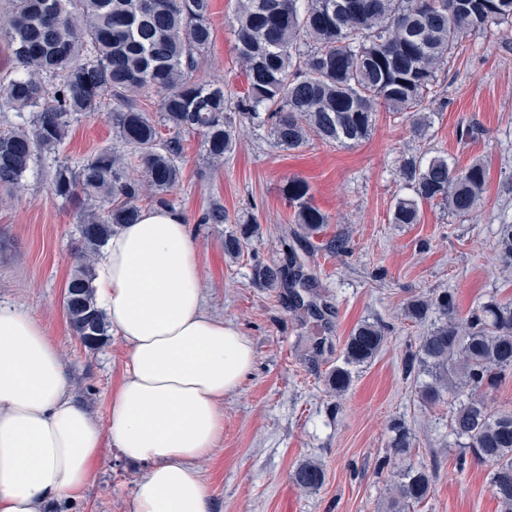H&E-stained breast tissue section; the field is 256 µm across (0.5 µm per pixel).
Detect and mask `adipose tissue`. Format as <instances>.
Masks as SVG:
<instances>
[{"mask_svg": "<svg viewBox=\"0 0 512 512\" xmlns=\"http://www.w3.org/2000/svg\"><path fill=\"white\" fill-rule=\"evenodd\" d=\"M99 306L127 344L108 428L78 405L54 343L28 312L0 307V512H44L86 485L103 437L146 465L132 512H211L195 467L224 431V397L250 371V340L211 313L189 224L140 210L99 257Z\"/></svg>", "mask_w": 512, "mask_h": 512, "instance_id": "adipose-tissue-1", "label": "adipose tissue"}]
</instances>
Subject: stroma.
I'll list each match as a JSON object with an SVG mask.
<instances>
[{
	"instance_id": "obj_1",
	"label": "stroma",
	"mask_w": 512,
	"mask_h": 512,
	"mask_svg": "<svg viewBox=\"0 0 512 512\" xmlns=\"http://www.w3.org/2000/svg\"><path fill=\"white\" fill-rule=\"evenodd\" d=\"M235 7L236 0H211L213 40L194 73L232 95L247 88L230 26ZM463 46L433 86L435 118L424 140L411 136L406 115L382 107L370 135L349 146L314 139L283 151L246 124L232 155L214 168L201 136L183 134L181 178L169 199L191 226L210 307L254 350L250 373L224 397L223 436L196 463L212 512H383L398 480L389 446L395 422L413 435L409 464L436 473L412 512H500L487 466L464 457L449 435V404L424 403L403 370L433 326L405 318L412 296L452 291L461 319L480 303L512 301V272L501 271L494 251L498 226L512 223V38L493 31L469 36ZM111 112L107 103L74 122L60 161L75 166L111 147ZM469 124L478 127L476 137L461 136ZM428 151L459 170L482 164L481 200L465 217L426 204L419 223H392L393 203L407 193L400 162ZM51 177L45 167L28 174L20 189L0 188V305L42 324L76 402L103 428L127 347L112 333L88 349L69 326L63 294L81 246L77 208L53 195ZM292 178L309 183L313 204L329 219L317 234L304 235L294 222L284 191ZM215 202L224 207L225 223H200ZM247 220L258 224L256 237L241 257H225V234ZM337 235L348 239L347 252L327 249ZM289 248L304 261L315 301L328 308L324 319L294 309L288 289L259 288L251 280L254 262L280 260ZM364 320L387 324L388 340L371 362L353 368L343 395L329 393L326 375L342 365L343 345ZM310 459L325 472L314 491L293 478ZM145 472L103 441L85 489L48 512H131Z\"/></svg>"
}]
</instances>
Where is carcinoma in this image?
I'll return each instance as SVG.
<instances>
[{"instance_id":"carcinoma-1","label":"carcinoma","mask_w":512,"mask_h":512,"mask_svg":"<svg viewBox=\"0 0 512 512\" xmlns=\"http://www.w3.org/2000/svg\"><path fill=\"white\" fill-rule=\"evenodd\" d=\"M9 2L0 34L17 72L0 83V112L15 113L16 123L0 131V187L16 188L37 165L55 160L72 122L112 98L120 148L100 150L76 167L57 164L51 181L55 196L78 204L82 250L65 307L73 331L92 350L103 345L109 329L96 300L92 257L117 228L136 221L143 191L168 203L180 179L181 134L201 135L208 160L218 166L234 150L238 118L267 129L276 148L291 151L313 136L326 144H355L369 136L383 106L408 113L412 136L422 139L434 123L430 94L438 73L463 37L503 25L512 29V0H237L233 31L248 88L234 99L222 83L193 79L197 56L212 40L209 0ZM150 92L159 95L157 121L137 104ZM160 125L170 137L160 136ZM399 174L412 195L394 202V224L418 223L425 203L466 216L486 181L481 164L457 171L442 156L408 157ZM286 192L304 234L328 223L312 203L308 182L291 178ZM224 221L219 203L200 219ZM253 233L254 224L238 225L224 236V254H240ZM496 251L503 268L512 267V224L500 225ZM285 277V267L274 261L252 267L260 288H278ZM431 314L439 321L406 367L417 362L428 378L420 388L423 401L433 405L446 394L455 401L450 434L491 467V490L502 512H512V409L495 408L486 398V390L512 372V302H483L464 320L455 316L449 292L407 304L411 320ZM385 341L384 325L359 323L345 343L344 365L326 376L329 390L345 393L350 367L370 361ZM393 432V455H408L409 429L396 424ZM294 480L315 490L324 482L323 468L308 461ZM431 482L426 468L405 469L389 512H407L424 500Z\"/></svg>"}]
</instances>
